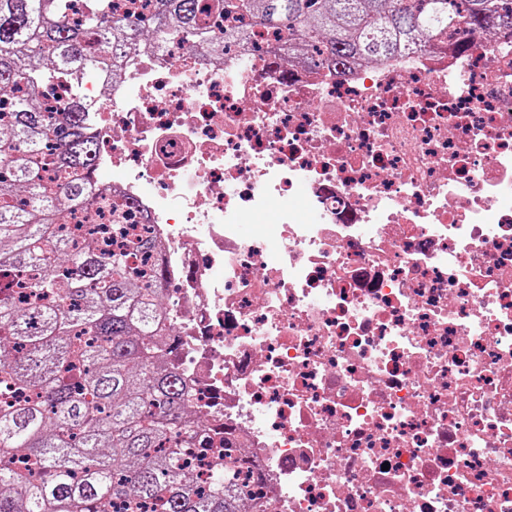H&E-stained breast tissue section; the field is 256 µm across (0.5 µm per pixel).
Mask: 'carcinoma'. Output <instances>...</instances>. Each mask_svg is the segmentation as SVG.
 Listing matches in <instances>:
<instances>
[{
  "mask_svg": "<svg viewBox=\"0 0 512 512\" xmlns=\"http://www.w3.org/2000/svg\"><path fill=\"white\" fill-rule=\"evenodd\" d=\"M72 12V0H0V512H239L232 449L206 487L189 468L210 428L188 418L195 398L161 362L159 278L61 233L105 193L89 181L93 108L77 76L173 40L220 60L225 42L250 38L226 18L285 31L339 69L451 29L512 33V0H147L137 15L86 0L81 20ZM67 78L69 105L41 100Z\"/></svg>",
  "mask_w": 512,
  "mask_h": 512,
  "instance_id": "obj_1",
  "label": "carcinoma"
}]
</instances>
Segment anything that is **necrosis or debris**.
Returning <instances> with one entry per match:
<instances>
[{
    "label": "necrosis or debris",
    "mask_w": 512,
    "mask_h": 512,
    "mask_svg": "<svg viewBox=\"0 0 512 512\" xmlns=\"http://www.w3.org/2000/svg\"><path fill=\"white\" fill-rule=\"evenodd\" d=\"M453 39L339 74L257 27L83 81L106 239L159 241L216 431L200 484L230 446L274 512H512V40Z\"/></svg>",
    "instance_id": "4bbe7bcc"
}]
</instances>
